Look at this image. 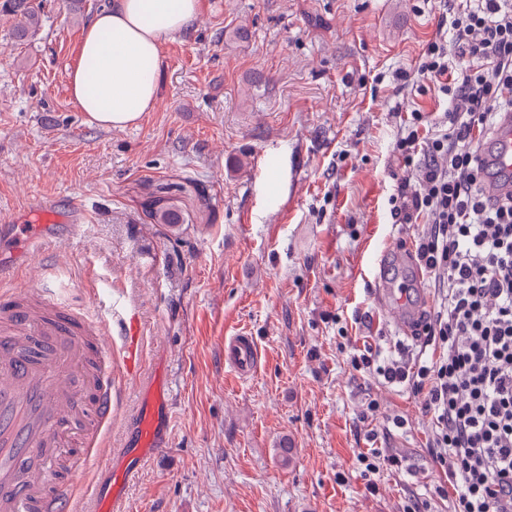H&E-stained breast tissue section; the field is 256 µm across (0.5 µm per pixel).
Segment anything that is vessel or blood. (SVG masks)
I'll return each mask as SVG.
<instances>
[{"mask_svg": "<svg viewBox=\"0 0 512 512\" xmlns=\"http://www.w3.org/2000/svg\"><path fill=\"white\" fill-rule=\"evenodd\" d=\"M485 197L512 195V111L499 113L478 145ZM61 215L37 205L25 224H1L14 260L0 263V512H115L123 489L164 448L169 422L161 385L142 389L132 436L120 454L103 456L116 406L111 337L87 314L64 307L54 288L22 290L18 271L56 241ZM123 367H141V323L122 317ZM225 355L241 375L260 354L252 337L230 338ZM100 469L84 497L86 472Z\"/></svg>", "mask_w": 512, "mask_h": 512, "instance_id": "obj_1", "label": "vessel or blood"}]
</instances>
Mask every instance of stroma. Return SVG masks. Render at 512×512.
<instances>
[{"label": "stroma", "instance_id": "obj_1", "mask_svg": "<svg viewBox=\"0 0 512 512\" xmlns=\"http://www.w3.org/2000/svg\"><path fill=\"white\" fill-rule=\"evenodd\" d=\"M39 2L29 41L0 17V218L81 199L83 234L20 280L101 321L141 317L142 375L115 372L113 453L153 379L171 419L122 512H450L422 395L351 359L431 354L394 328L373 257L426 229L390 217L401 176H422L394 144L412 111L445 119L448 97L417 68L461 0H201L162 43L154 110L125 129L89 125L67 89L81 33L111 0ZM153 195L178 206V227L152 219ZM239 333L261 353L247 377L224 353ZM371 430L388 431L399 463L368 477L356 454Z\"/></svg>", "mask_w": 512, "mask_h": 512}]
</instances>
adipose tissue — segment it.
<instances>
[{
    "label": "adipose tissue",
    "mask_w": 512,
    "mask_h": 512,
    "mask_svg": "<svg viewBox=\"0 0 512 512\" xmlns=\"http://www.w3.org/2000/svg\"><path fill=\"white\" fill-rule=\"evenodd\" d=\"M199 9L200 0H113L95 14L69 73L71 98L87 123L123 129L153 110L161 42L184 32Z\"/></svg>",
    "instance_id": "adipose-tissue-1"
}]
</instances>
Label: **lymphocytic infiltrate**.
I'll return each mask as SVG.
<instances>
[{
	"mask_svg": "<svg viewBox=\"0 0 512 512\" xmlns=\"http://www.w3.org/2000/svg\"><path fill=\"white\" fill-rule=\"evenodd\" d=\"M450 27L455 50L431 40L418 65L450 98L449 129L420 137L424 116L412 113L395 149L424 178L402 177L388 199L394 223L429 222L416 256L436 297L421 325L432 355L376 368L366 352L352 365L423 394L451 512H512V196L484 199L477 157L489 120L512 107V0H476Z\"/></svg>",
	"mask_w": 512,
	"mask_h": 512,
	"instance_id": "obj_1",
	"label": "lymphocytic infiltrate"
}]
</instances>
